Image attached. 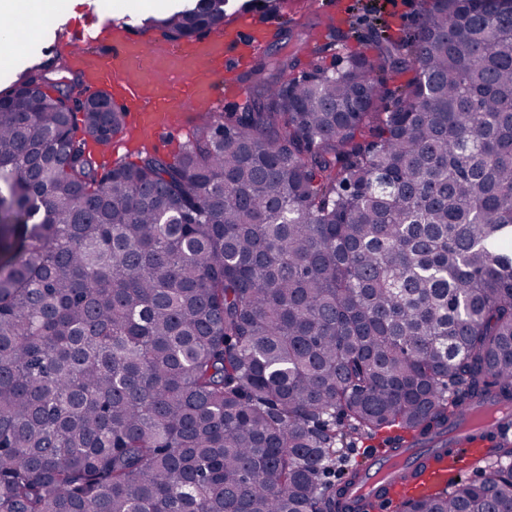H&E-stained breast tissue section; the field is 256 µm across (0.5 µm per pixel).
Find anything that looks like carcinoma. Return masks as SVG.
Here are the masks:
<instances>
[{"mask_svg":"<svg viewBox=\"0 0 512 512\" xmlns=\"http://www.w3.org/2000/svg\"><path fill=\"white\" fill-rule=\"evenodd\" d=\"M376 50L261 60L110 168L58 110L81 75L0 96V512H370L321 481L352 439L512 405V0H424ZM401 512H512V441Z\"/></svg>","mask_w":512,"mask_h":512,"instance_id":"1","label":"carcinoma"}]
</instances>
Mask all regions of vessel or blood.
<instances>
[{"label":"vessel or blood","instance_id":"b4317fda","mask_svg":"<svg viewBox=\"0 0 512 512\" xmlns=\"http://www.w3.org/2000/svg\"><path fill=\"white\" fill-rule=\"evenodd\" d=\"M236 11L238 25L177 49L124 41L123 25L100 26L92 19L68 22L64 33L81 44L112 35V54L82 61L87 89L117 95L127 113L148 118L165 133L171 113L218 99L229 103L245 98L241 71L268 40L280 36L281 29L274 22V12L261 0H241ZM511 437L512 431L501 428H496L491 439L460 429L449 437L452 456L441 463L427 461L426 451L417 448L376 450L365 463L361 483L350 494L368 497L374 512H396L404 501L444 487L461 464L477 467L491 448Z\"/></svg>","mask_w":512,"mask_h":512}]
</instances>
